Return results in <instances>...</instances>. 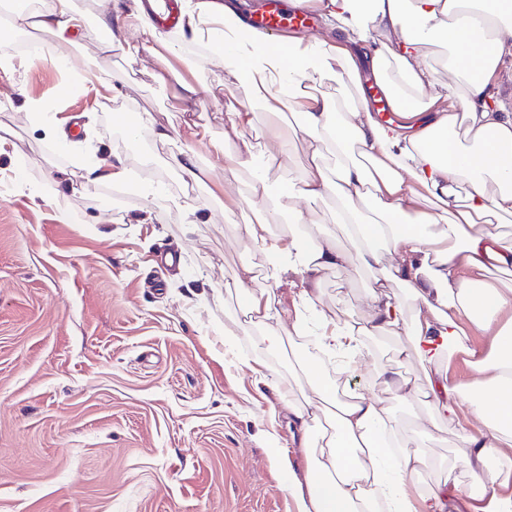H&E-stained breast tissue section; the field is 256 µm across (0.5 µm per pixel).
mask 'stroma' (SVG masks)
<instances>
[{
    "mask_svg": "<svg viewBox=\"0 0 512 512\" xmlns=\"http://www.w3.org/2000/svg\"><path fill=\"white\" fill-rule=\"evenodd\" d=\"M133 0H74L86 25L61 42L28 30L35 55L10 54L0 66V512H293L288 480L273 458L286 453L297 473L306 461L297 448L286 401L300 398L297 341L269 345L244 318L239 299L225 290L242 267L290 301L294 287L276 258L246 244L241 230L276 207L278 194L304 173L302 138L280 143L274 127L295 124L291 112L273 117L248 100L242 82L223 61L188 56L189 45L223 32L220 21L197 34L146 39L135 54L111 44L100 24L106 7ZM68 56L67 69L57 60ZM77 90L62 95L66 79ZM196 84L198 100L185 110L183 83ZM62 95L59 106L30 122L28 100ZM250 102L254 124L251 166L237 168L225 139L226 114ZM139 114V130H184L186 120L206 127L204 140L179 146L205 171L185 182L169 164V145L126 138L117 116ZM78 120L80 133L66 146L56 129ZM284 151V164L270 152ZM123 159L133 183L84 184L88 152ZM269 182L266 198L240 209L227 184L247 188L253 173ZM154 184L152 193L139 190ZM200 207L187 223L184 196ZM311 224L280 222L270 237L325 230L344 239L331 201L309 203ZM68 213L71 223L59 220ZM176 252V268L158 266ZM374 281L353 268L327 272L320 306L334 320L361 312ZM370 354L354 374L340 376L341 391L378 395L384 368L395 366L406 337H368ZM279 362L278 388L257 386L266 354ZM458 426L444 427L431 465L415 475L421 492L451 480L455 512H472L476 482L458 445Z\"/></svg>",
    "mask_w": 512,
    "mask_h": 512,
    "instance_id": "1",
    "label": "stroma"
}]
</instances>
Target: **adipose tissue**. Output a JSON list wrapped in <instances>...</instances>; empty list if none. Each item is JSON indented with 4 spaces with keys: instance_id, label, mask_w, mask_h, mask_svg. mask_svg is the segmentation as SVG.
Returning a JSON list of instances; mask_svg holds the SVG:
<instances>
[{
    "instance_id": "1",
    "label": "adipose tissue",
    "mask_w": 512,
    "mask_h": 512,
    "mask_svg": "<svg viewBox=\"0 0 512 512\" xmlns=\"http://www.w3.org/2000/svg\"><path fill=\"white\" fill-rule=\"evenodd\" d=\"M325 27L322 40L293 41L288 59L253 38L249 58L226 39L211 43L212 55L231 63L251 97L271 113L290 110L307 150L301 188L280 190L267 221L244 225L248 244L269 249L301 277L291 308L259 286L252 268L232 284L249 323H276L269 344L303 333L308 319L320 324L319 342L342 356L340 372H357L368 356L363 339L385 333L406 336L420 364L441 355H464L475 376L470 388L449 372L429 379L425 397L439 415L456 422L469 412L482 423L461 431L468 462L499 466L482 482L475 512H512L503 488L512 484V285L489 281L491 271L512 270V244L498 233L512 217V104L495 77L512 61V0H309ZM73 0H53L44 11H14L8 35L30 28L60 41L85 25ZM432 47L445 51L442 69L423 65ZM396 101L411 103L404 122L381 123L366 99L342 104L317 87L328 77L360 83L363 72ZM335 151V172L323 164ZM336 200L345 241L334 235L269 240L268 223H312L299 200ZM354 267L377 272L359 315L328 318L319 305L325 272ZM413 316H406V302ZM488 338L487 348L463 344L467 326ZM299 371L307 382L303 402H289L288 415L307 462L304 476L287 458L295 512H443L438 491L412 493L413 477L430 464L423 441L430 426L418 425L419 446L393 452L397 420L383 399L358 391L339 394L313 362Z\"/></svg>"
}]
</instances>
